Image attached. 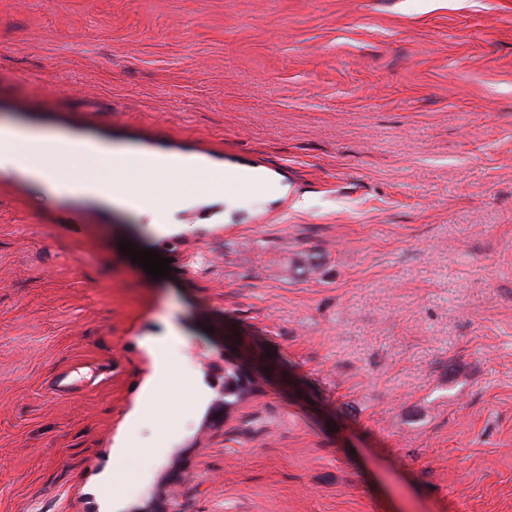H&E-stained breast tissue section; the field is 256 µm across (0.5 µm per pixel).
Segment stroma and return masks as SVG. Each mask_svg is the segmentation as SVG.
<instances>
[{"instance_id": "obj_1", "label": "stroma", "mask_w": 512, "mask_h": 512, "mask_svg": "<svg viewBox=\"0 0 512 512\" xmlns=\"http://www.w3.org/2000/svg\"><path fill=\"white\" fill-rule=\"evenodd\" d=\"M0 124L272 181L0 172V512H512V0H0ZM179 342V336H167L165 339L156 341L151 345L150 351L155 363L156 388L143 395L140 404V416H147L152 412L158 396L159 386L163 387L167 393L177 394L186 402L191 403L192 396L187 388L172 386L168 383L176 354L174 346ZM244 379L250 383V379L240 372L237 366L224 368V404L225 406H232L247 396L252 387H243Z\"/></svg>"}]
</instances>
